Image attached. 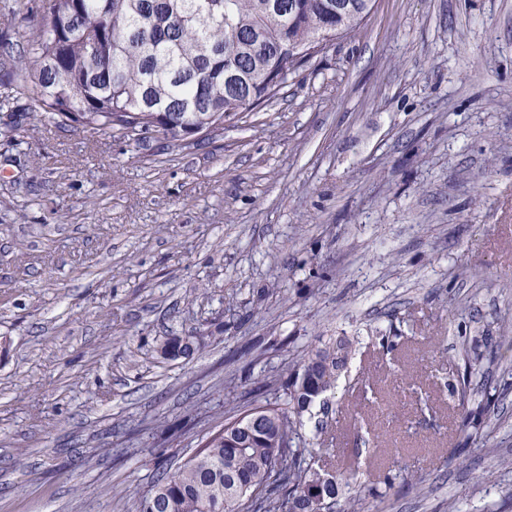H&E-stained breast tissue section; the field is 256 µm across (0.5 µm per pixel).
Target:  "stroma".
<instances>
[{"label": "stroma", "mask_w": 512, "mask_h": 512, "mask_svg": "<svg viewBox=\"0 0 512 512\" xmlns=\"http://www.w3.org/2000/svg\"><path fill=\"white\" fill-rule=\"evenodd\" d=\"M13 2L20 49L41 2ZM30 96L0 85V512H136L340 336L302 434L366 512H512V392L480 442L462 427L512 368V0H373L170 153L23 117ZM169 336L193 355L160 357Z\"/></svg>", "instance_id": "1"}]
</instances>
